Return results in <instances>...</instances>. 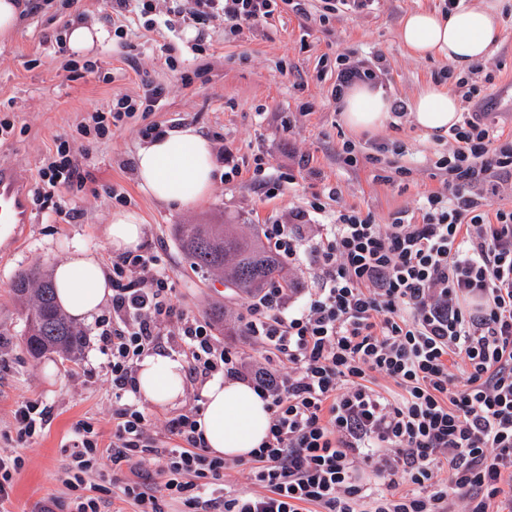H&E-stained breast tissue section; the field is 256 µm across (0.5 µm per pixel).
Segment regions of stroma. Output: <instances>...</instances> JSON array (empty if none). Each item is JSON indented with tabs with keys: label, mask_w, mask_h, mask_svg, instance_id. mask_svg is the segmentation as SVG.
Returning <instances> with one entry per match:
<instances>
[{
	"label": "stroma",
	"mask_w": 512,
	"mask_h": 512,
	"mask_svg": "<svg viewBox=\"0 0 512 512\" xmlns=\"http://www.w3.org/2000/svg\"><path fill=\"white\" fill-rule=\"evenodd\" d=\"M28 2L17 35L0 43V120L14 125L11 135L0 141V163L36 185L45 158L55 153L60 140H68L79 160L80 186L61 187L58 196L79 215L72 223H60L52 202L31 200L30 223L0 244V455L25 461L15 477L9 512H39L47 498L67 499L60 477L69 464L65 445L73 427L90 424L105 447L113 423L112 380L96 320L82 321L84 344L77 358L56 353L32 357L22 336L25 310L13 297L18 275L32 269L53 275L56 265L78 247L111 267L106 228L112 212L121 206L134 209L144 218L142 250L161 253L173 278L176 311L210 322L226 346L242 349L244 293L195 270L178 246L176 225L284 222L294 207L315 194L325 199L328 210L351 205L371 214L376 223L388 224L397 212L417 214L423 197L442 189L433 163L448 147L447 139L425 135L406 114L375 133L353 134L331 97L340 57L354 65L383 55L379 83L392 99L412 100L427 84L441 81L447 60L409 55L398 31L407 14L442 10L444 0H374L362 11L338 9L324 24L319 21L324 0H307L303 15L280 0L267 23L230 39L222 21L211 22L209 37L198 51L185 31L173 34L139 20L116 37L108 0H76L68 9L61 0ZM74 21L96 25L107 34L89 55L97 65L94 73L70 72V54L54 50V36ZM500 28L486 61L492 75L473 73L469 81L482 93L495 95L494 124L498 132L512 136V0L502 8ZM125 44L132 47L128 60L121 54ZM146 79L165 87L162 111L135 115L98 141L80 134L78 126L91 108L110 109L113 99L140 93ZM150 122L173 129L189 123L216 152L231 148L238 158V177L228 184L214 182L209 197L194 206L172 210L156 203L140 189L135 173L136 154L146 143L141 130ZM347 141L356 146L357 166L345 165L340 156ZM393 142L404 148L398 162L408 173L386 183L379 178L380 166L367 157L378 145ZM257 155L276 171L293 175L294 183L265 195L253 179ZM333 187L340 192L336 202L328 198ZM318 238L317 224L305 226L299 261L283 269L294 289L291 304L301 303L313 285L310 248ZM26 400L51 408L49 425L28 441L19 439L13 426V411ZM155 470L148 460L141 469H123L116 479L134 482ZM113 480L91 477L82 493L103 498L105 512H134L130 501L109 493Z\"/></svg>",
	"instance_id": "35a3bbf8"
}]
</instances>
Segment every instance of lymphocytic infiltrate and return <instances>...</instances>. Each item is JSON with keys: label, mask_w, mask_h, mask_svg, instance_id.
<instances>
[{"label": "lymphocytic infiltrate", "mask_w": 512, "mask_h": 512, "mask_svg": "<svg viewBox=\"0 0 512 512\" xmlns=\"http://www.w3.org/2000/svg\"><path fill=\"white\" fill-rule=\"evenodd\" d=\"M205 41L209 24L225 32L273 17L277 0H166ZM165 90L119 98L87 114L85 135L138 112L159 111ZM434 167L444 190L427 194L420 221L388 224L312 198L264 235L282 263L300 258V230L329 213L311 249L318 270L307 300L289 309V288L247 297L246 352L225 348L209 322L175 314L174 282L158 254L112 263V316L100 333L115 405L112 441L77 423L64 483L138 465L151 454L167 478L120 486L136 512H164L163 499L209 512H512V210H492L512 180V138L484 113H466ZM78 161L66 145L47 157L36 197L71 185ZM166 336L178 338L194 380L221 375L250 381L268 402L271 424L248 460L253 490L214 482L236 461L211 455L198 408L167 421L166 446L150 437L152 419L131 400L137 362Z\"/></svg>", "instance_id": "1"}]
</instances>
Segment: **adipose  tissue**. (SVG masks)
I'll return each instance as SVG.
<instances>
[{
	"mask_svg": "<svg viewBox=\"0 0 512 512\" xmlns=\"http://www.w3.org/2000/svg\"><path fill=\"white\" fill-rule=\"evenodd\" d=\"M500 4L484 0L478 7L459 5L450 13L418 11L408 14L399 39L419 58H444L466 64L489 57L499 34ZM413 122L431 134H446L459 122L457 98L445 87L427 85L410 103ZM342 119L355 132L375 131L390 118L391 101L364 82L347 88L341 100ZM216 161L209 140L194 127L166 132L141 148L136 157L139 187L156 201L189 207L204 200L212 187ZM143 237V219L137 211L113 212L107 238L118 253L136 250ZM58 302L77 319H88L111 298V281L98 259L76 250L54 270ZM137 396L150 404H167L184 394V363L173 354L152 352L142 357L136 371ZM203 409L198 430L211 455L249 458L265 440L270 412L253 386L217 376L202 387Z\"/></svg>",
	"mask_w": 512,
	"mask_h": 512,
	"instance_id": "1",
	"label": "adipose tissue"
}]
</instances>
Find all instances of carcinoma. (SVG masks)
<instances>
[{
    "label": "carcinoma",
    "mask_w": 512,
    "mask_h": 512,
    "mask_svg": "<svg viewBox=\"0 0 512 512\" xmlns=\"http://www.w3.org/2000/svg\"><path fill=\"white\" fill-rule=\"evenodd\" d=\"M177 236L194 267L224 273V284L229 287L254 294L286 282L280 264L257 231L246 236L232 224H179ZM14 294L27 306L24 336L32 356L55 352L74 359L80 354L84 332L63 313L51 279L34 271L21 275L14 283Z\"/></svg>",
    "instance_id": "carcinoma-1"
}]
</instances>
